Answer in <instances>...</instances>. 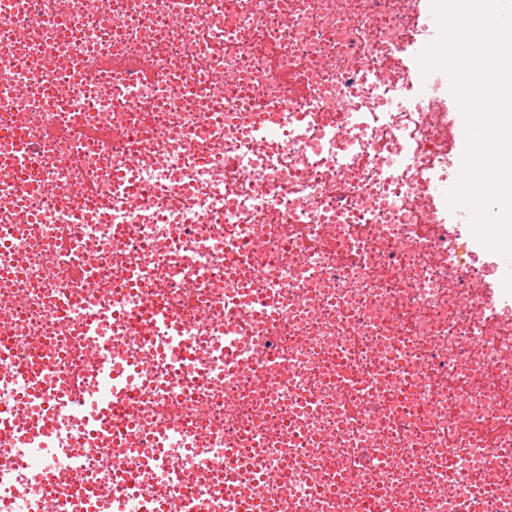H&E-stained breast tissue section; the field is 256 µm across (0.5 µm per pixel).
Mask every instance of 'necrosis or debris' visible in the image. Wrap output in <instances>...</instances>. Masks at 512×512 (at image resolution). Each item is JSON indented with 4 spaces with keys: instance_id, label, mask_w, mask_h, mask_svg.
<instances>
[{
    "instance_id": "obj_1",
    "label": "necrosis or debris",
    "mask_w": 512,
    "mask_h": 512,
    "mask_svg": "<svg viewBox=\"0 0 512 512\" xmlns=\"http://www.w3.org/2000/svg\"><path fill=\"white\" fill-rule=\"evenodd\" d=\"M425 39L418 0H0V415L30 353L65 383L0 500L512 512V304L429 191L463 159ZM135 392L130 389H121L113 393L112 396V411H96L91 418V425L95 432L109 433L112 431V437H120L117 433V422L120 416V407L123 401L129 400Z\"/></svg>"
}]
</instances>
